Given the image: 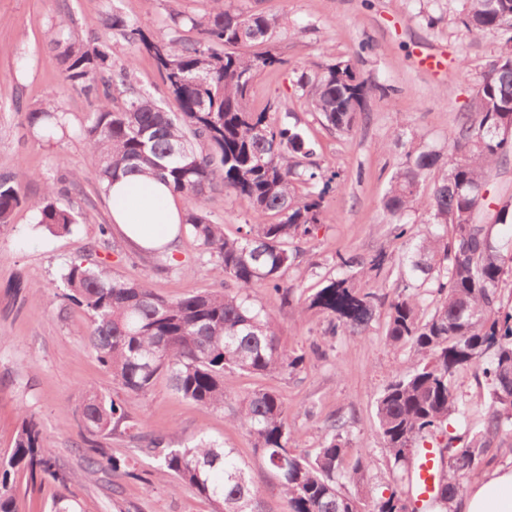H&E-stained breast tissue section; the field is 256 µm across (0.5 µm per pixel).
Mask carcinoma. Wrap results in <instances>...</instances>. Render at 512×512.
I'll return each mask as SVG.
<instances>
[{
  "mask_svg": "<svg viewBox=\"0 0 512 512\" xmlns=\"http://www.w3.org/2000/svg\"><path fill=\"white\" fill-rule=\"evenodd\" d=\"M211 10L191 20L194 41L154 40L120 14L112 29L134 51L151 55L167 97L178 111H165L150 95L127 87V68L116 66L107 47L76 41L60 51L64 80L97 100L82 135L93 148L91 165L102 189L121 175L164 180L187 203L180 232L191 236L222 278L212 291L175 299L157 295L148 280L127 281L98 265L73 263L63 276L62 297L88 313L89 335L98 362L112 374L122 397L94 389L81 406L82 443L91 471L140 478L138 461L107 454L102 440L127 436L139 443L137 455L156 462L169 487L189 489L208 500L211 512H263L261 495L232 448L204 439L176 448L130 420L128 398L148 394L156 378L203 409H227L230 424L244 430L276 472L287 512H417L414 472L417 449L430 444L439 453L433 466L435 491L428 512H448V504L490 463L493 444L512 438V305L502 290L512 287V200L490 210L482 190L512 156V0H465L460 17L470 32L504 36L476 91L475 107L458 117L448 154L427 146L406 154L391 176L382 209L397 236L410 237L393 296L356 287L357 275L379 272L385 256L369 261L338 255L336 277L309 298L308 307L331 317L332 330L354 335L385 309V336L413 351L377 398L380 436L393 460L396 487L389 496L367 498L346 490L364 481L371 460L346 462V424L333 418L318 447L299 452L288 428L286 406L270 390L241 395L235 382L243 373L290 375L302 371L305 354L286 349L270 314L250 300L264 286L283 303L292 288L284 275L299 255V243L322 223L326 194L340 174L327 173L306 159L315 144L294 113L277 116L279 105L262 111L249 100L257 74L283 61L269 51L243 53L272 35L275 22L261 13L246 17L226 0H210ZM297 84L312 111L336 132L349 133L371 88L349 60L335 61ZM27 123L47 139L67 133L64 114L51 100L26 112ZM429 194L420 185L436 171ZM222 190L247 204L253 223L238 235L224 234L204 210L206 194ZM26 202L11 173H0V225L10 223ZM427 215L432 231L411 239L409 215ZM38 223L68 233L76 223L69 205L52 185L39 207ZM474 371L489 391L485 414L462 432L448 431L452 415L466 417L454 393L459 371ZM62 482L57 458L44 445L34 414L21 411L10 458L0 462V512H16L14 476L19 467Z\"/></svg>",
  "mask_w": 512,
  "mask_h": 512,
  "instance_id": "1",
  "label": "carcinoma"
}]
</instances>
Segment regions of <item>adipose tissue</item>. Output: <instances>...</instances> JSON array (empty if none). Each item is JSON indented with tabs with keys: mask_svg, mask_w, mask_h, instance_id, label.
Returning a JSON list of instances; mask_svg holds the SVG:
<instances>
[{
	"mask_svg": "<svg viewBox=\"0 0 512 512\" xmlns=\"http://www.w3.org/2000/svg\"><path fill=\"white\" fill-rule=\"evenodd\" d=\"M108 198L112 222L131 245L177 253L184 212L167 184L155 177H123L111 184ZM453 506L456 512H512V467L475 478Z\"/></svg>",
	"mask_w": 512,
	"mask_h": 512,
	"instance_id": "1",
	"label": "adipose tissue"
}]
</instances>
